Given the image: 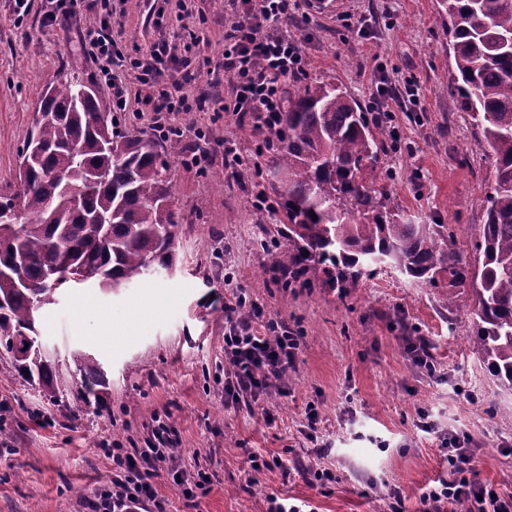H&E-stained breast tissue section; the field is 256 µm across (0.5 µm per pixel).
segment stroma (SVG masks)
<instances>
[{
    "label": "stroma",
    "mask_w": 512,
    "mask_h": 512,
    "mask_svg": "<svg viewBox=\"0 0 512 512\" xmlns=\"http://www.w3.org/2000/svg\"><path fill=\"white\" fill-rule=\"evenodd\" d=\"M50 0H0V187L12 183L16 151L39 108L48 74L79 61L80 78L97 86L104 108L112 92L99 80L87 32L110 20L127 52L175 44L158 68L173 96L202 101L193 112L141 109L128 100L120 129L158 138L176 128L185 148L169 159L173 192L185 216L182 269L156 273L121 292L88 285L61 290L41 313L44 350L60 372L58 404L21 379L0 378V512H92L117 471L116 448H141L154 422L175 431L182 467L210 482L188 500L167 470L153 484L162 512H265L266 497L298 498L316 512H386L387 489L405 512H424L422 494L448 476L438 430L467 434L477 479L512 493V390L479 360L471 341V291L448 295V279L431 286L381 265L347 291L282 285L287 252L282 209L260 210L255 195L271 179L264 134L247 115L223 111L231 89L224 61L228 0H77L70 19L49 21ZM278 31L297 39L308 60L297 89L320 79L345 87L370 110L376 79L387 73L397 96L393 131L367 178L389 192L396 213L419 224H450L454 250L473 263L485 222L480 200L494 187V163L475 121L451 89L448 16L441 0H302ZM199 72L184 85L182 60ZM416 87L407 98V87ZM241 163L224 166L225 147ZM224 173L223 189L209 179ZM253 300L254 326L285 323L301 346L285 381L240 407L224 402V301ZM431 342L437 365L427 372L408 348L410 329ZM86 352L106 377L105 407L84 409L71 356ZM319 413L318 440L306 436V409ZM428 414L434 433L419 429ZM282 466L254 471L251 454ZM331 469L320 485L310 471Z\"/></svg>",
    "instance_id": "35a3bbf8"
}]
</instances>
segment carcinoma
Returning a JSON list of instances; mask_svg holds the SVG:
<instances>
[{"label": "carcinoma", "instance_id": "1", "mask_svg": "<svg viewBox=\"0 0 512 512\" xmlns=\"http://www.w3.org/2000/svg\"><path fill=\"white\" fill-rule=\"evenodd\" d=\"M453 86L461 110L480 128L494 157V193L481 201L486 221L473 244L476 263L451 248L450 224H415L386 208L387 190L363 177L377 163L385 129L370 120L338 85L311 81L288 93L279 146L269 169L291 245L280 262L286 282L345 288L373 264H388L410 280L433 285L448 274L473 285L469 311L473 348L501 386L512 389V0H443ZM79 77L57 74L43 88L42 106L18 159L40 147L25 184L0 192V206L18 210L0 222V349L11 373L58 399V370L41 350L40 311L80 274L117 291L162 270L176 271L184 218L172 201L168 157L181 140L164 144L116 131L97 93L78 96ZM80 399L96 408L106 380L86 353L72 357Z\"/></svg>", "mask_w": 512, "mask_h": 512}]
</instances>
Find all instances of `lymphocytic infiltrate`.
Wrapping results in <instances>:
<instances>
[{"label":"lymphocytic infiltrate","mask_w":512,"mask_h":512,"mask_svg":"<svg viewBox=\"0 0 512 512\" xmlns=\"http://www.w3.org/2000/svg\"><path fill=\"white\" fill-rule=\"evenodd\" d=\"M243 8L224 30V76L232 92L228 112L251 113L258 126L274 131L275 120L284 108L283 82L305 72L306 57L297 41L271 33L273 23L287 17L298 7L297 0H241ZM101 60L100 77L112 89L118 111L127 107L126 89L115 74L118 67L132 63L136 78L147 90L145 103L156 104L161 112H188L193 105L189 96L172 97L163 88L159 71L153 63L170 54L167 43L149 47L146 57L126 59L111 35L97 33L91 39ZM244 295L224 306V358L229 369L224 374V398L227 404L239 405L257 399L282 379L295 360L300 336L280 323L267 322L257 331L250 320L241 318ZM448 448L451 475L438 486L424 492L437 512L464 501L470 512H512V493L499 491L494 485L475 479L469 463L473 450L468 437L456 434L442 438ZM172 430L155 426L145 447L131 454H114L112 461L120 472L111 489L105 491L96 508L98 512H141L145 502L156 501L157 492L151 478L166 469L173 484L185 498L191 499L208 482L205 472L188 473L173 454Z\"/></svg>","instance_id":"obj_1"}]
</instances>
